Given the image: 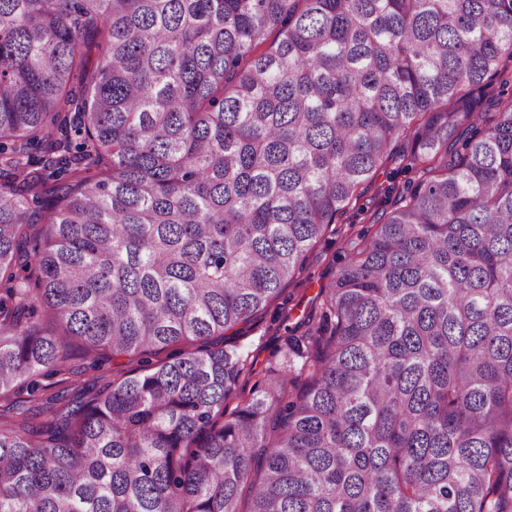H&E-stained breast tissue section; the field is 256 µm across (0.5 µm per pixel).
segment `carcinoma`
<instances>
[{
	"instance_id": "1",
	"label": "carcinoma",
	"mask_w": 512,
	"mask_h": 512,
	"mask_svg": "<svg viewBox=\"0 0 512 512\" xmlns=\"http://www.w3.org/2000/svg\"><path fill=\"white\" fill-rule=\"evenodd\" d=\"M507 59L512 0H0V400L200 341L0 426V512H512ZM406 162H388L376 174L375 180L368 191L357 201L346 216L339 218L333 229L336 233L328 235L321 241L308 255L306 262V272L303 277H309L310 280L301 286L291 285L288 287L284 296H292L293 302L288 305L299 304L298 310L294 312L296 317L300 311H304L305 306L310 302L314 295L319 291V287L326 285L333 279L334 272L338 266V259L346 255L360 238L371 230L372 224H369L368 218L363 220L365 214L357 215L358 208L373 211L377 190L387 186L394 178L397 183L418 178L415 170L403 167ZM336 255V264L333 257ZM280 302H282V298L271 307L259 322L244 327L239 334L240 338L233 339L248 347L253 355L252 359L256 364L255 369L257 371L273 370L278 366L279 351L284 344L287 333L282 328L276 334L272 331L269 332L268 326L272 323L273 310ZM138 360L127 363L126 359H122L125 364L121 366L112 365V362L95 365L90 357L74 349L59 373L37 378L42 387L37 393L43 394L41 399L53 397L57 407L66 406L77 399L86 400L91 391L102 389L112 382V378L120 375L117 369L139 370L142 363Z\"/></svg>"
}]
</instances>
